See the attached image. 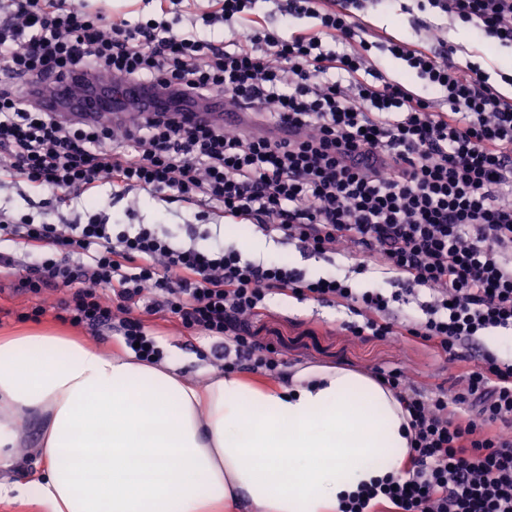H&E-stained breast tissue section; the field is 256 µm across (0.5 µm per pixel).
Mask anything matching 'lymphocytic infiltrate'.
<instances>
[{
  "mask_svg": "<svg viewBox=\"0 0 512 512\" xmlns=\"http://www.w3.org/2000/svg\"><path fill=\"white\" fill-rule=\"evenodd\" d=\"M202 23L106 19L84 0H0V187L19 180L84 193L138 188L246 221L314 255L348 252L396 275L392 295L315 281L282 262L255 263L214 240L187 246L177 231L108 219L49 224L0 207V288L44 293L72 324L118 322L127 345L155 360L144 316L160 315L224 342L225 372L276 377L254 340L268 295L333 302L361 316L353 335L396 338L463 365L456 391L422 393L396 369L375 370L410 418L399 475L361 487L338 512H512V361L482 344L512 331V96L476 65H458L437 25L426 38L371 31L363 0H274L294 21L267 26L258 0H209ZM419 10L469 24L512 48V0H417ZM318 18L315 27L299 19ZM225 23L228 39L198 27ZM417 72L422 91L389 78L373 51ZM107 70L163 98L132 124L75 121L38 105L43 83ZM222 97L244 113L233 127L189 118V102ZM288 138H280V130ZM426 289L422 316L391 302Z\"/></svg>",
  "mask_w": 512,
  "mask_h": 512,
  "instance_id": "obj_1",
  "label": "lymphocytic infiltrate"
}]
</instances>
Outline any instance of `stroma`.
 <instances>
[{"instance_id": "obj_1", "label": "stroma", "mask_w": 512, "mask_h": 512, "mask_svg": "<svg viewBox=\"0 0 512 512\" xmlns=\"http://www.w3.org/2000/svg\"><path fill=\"white\" fill-rule=\"evenodd\" d=\"M444 38L454 46L458 63L477 62L489 73H498L503 48L489 38H478L470 28L457 20H448L443 30ZM101 212L107 215H126L131 224H192L220 233L226 247L240 250L243 258L259 262L273 257L280 258L289 267L301 271L306 278L316 279L329 272L348 278L358 289L379 288L384 293L394 289L392 274L379 269L360 270L355 256L339 255L335 260L304 253L297 243H278L266 237L257 238L255 228L249 224L225 223L221 213H214L205 221H197L192 208L168 204L157 198L133 191L121 200L109 196L108 187L98 188L94 196L61 194L51 201L44 218L49 223L71 221L86 213ZM33 301L25 295L0 296V337L12 336L28 329H53L79 337L96 350L115 355H125L126 349L110 328L92 332L82 325L61 320L56 309H47L38 319L27 316ZM354 316L347 309L332 303L297 301L273 297L268 299L260 321L252 331L261 342L273 344L284 373L292 375L308 367H343L363 374L372 369L400 368L410 376L436 373L446 376L447 371L425 349L411 347L389 339L370 336L358 337L344 328ZM163 360L174 366L189 381H205L221 375L220 361L224 355L223 344L203 335H192L177 324L162 323L158 326ZM40 425L35 419L23 420L18 426L16 453L21 459L19 469L11 478L26 481L43 465L38 451Z\"/></svg>"}]
</instances>
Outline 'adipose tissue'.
Wrapping results in <instances>:
<instances>
[{
	"instance_id": "1",
	"label": "adipose tissue",
	"mask_w": 512,
	"mask_h": 512,
	"mask_svg": "<svg viewBox=\"0 0 512 512\" xmlns=\"http://www.w3.org/2000/svg\"><path fill=\"white\" fill-rule=\"evenodd\" d=\"M29 413L46 418V466L20 484L7 473ZM408 434L394 394L346 369L190 382L51 333L0 339V497L45 512H337L399 471Z\"/></svg>"
}]
</instances>
